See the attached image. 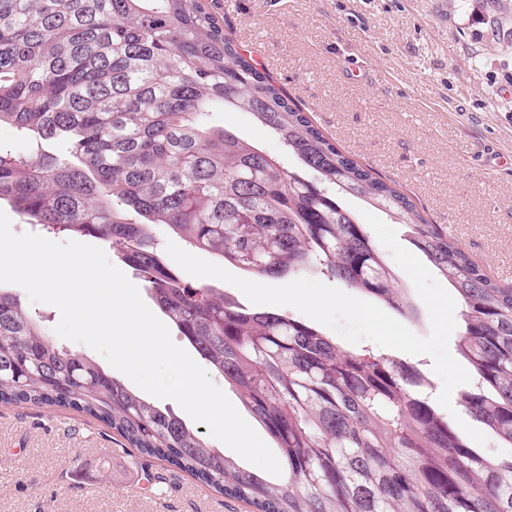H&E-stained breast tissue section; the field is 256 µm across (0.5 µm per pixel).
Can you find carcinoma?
I'll return each instance as SVG.
<instances>
[{
  "label": "carcinoma",
  "mask_w": 512,
  "mask_h": 512,
  "mask_svg": "<svg viewBox=\"0 0 512 512\" xmlns=\"http://www.w3.org/2000/svg\"><path fill=\"white\" fill-rule=\"evenodd\" d=\"M249 113L297 161L205 122ZM0 202L29 224L107 242L160 310L271 434L274 483L241 467L112 376L48 337L0 291V405L71 407L141 456L254 512H512V456L486 457L436 409L404 361L346 351L313 325L183 283L159 226L248 275L310 267L402 316L414 311L351 195L410 228L461 303L456 350L474 384L458 402L512 445V288L492 281L414 202L343 154L199 0H0Z\"/></svg>",
  "instance_id": "cac0c4a2"
}]
</instances>
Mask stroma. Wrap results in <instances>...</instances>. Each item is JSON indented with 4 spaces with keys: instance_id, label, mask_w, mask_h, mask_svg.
<instances>
[{
    "instance_id": "1",
    "label": "stroma",
    "mask_w": 512,
    "mask_h": 512,
    "mask_svg": "<svg viewBox=\"0 0 512 512\" xmlns=\"http://www.w3.org/2000/svg\"><path fill=\"white\" fill-rule=\"evenodd\" d=\"M345 155L512 287V0H200ZM209 121L284 158L246 112ZM0 512H252L68 407H0Z\"/></svg>"
}]
</instances>
